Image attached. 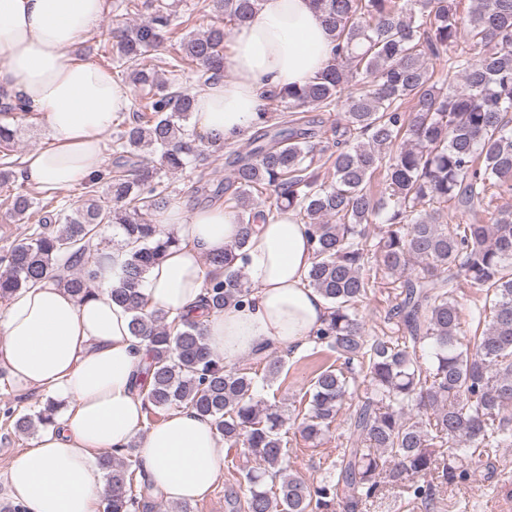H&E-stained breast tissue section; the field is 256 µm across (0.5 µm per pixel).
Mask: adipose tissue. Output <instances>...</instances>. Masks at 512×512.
<instances>
[{
    "instance_id": "ef3b65f1",
    "label": "adipose tissue",
    "mask_w": 512,
    "mask_h": 512,
    "mask_svg": "<svg viewBox=\"0 0 512 512\" xmlns=\"http://www.w3.org/2000/svg\"><path fill=\"white\" fill-rule=\"evenodd\" d=\"M106 9V0H0V86L44 115L53 142L27 158L24 178L36 189L71 188L98 173L103 136L130 105L128 88L109 71L70 54ZM331 52L312 0H261L227 56L231 78L195 94L197 132L239 141L261 121L263 92L305 85ZM155 222L174 229L180 244L147 273L148 307L193 315L205 293L204 260L236 240L238 219L218 206L189 211L175 203ZM129 251L124 244L113 249L85 299L45 277L0 311V367L20 389L64 404L8 469L9 496L25 512H101L104 473L95 453L136 437L143 478L163 500L202 498L224 469V441L195 410L181 408L144 426L145 346L131 333V312L113 302L109 288ZM245 251L250 304L204 319L210 344L228 364L269 344L300 351L328 315L325 299L307 285L315 253L292 212L256 224Z\"/></svg>"
}]
</instances>
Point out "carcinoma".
Returning a JSON list of instances; mask_svg holds the SVG:
<instances>
[{"mask_svg": "<svg viewBox=\"0 0 512 512\" xmlns=\"http://www.w3.org/2000/svg\"><path fill=\"white\" fill-rule=\"evenodd\" d=\"M331 33L333 60L307 84L264 94V122L242 154L185 122L194 111L190 91H172L158 73L198 87L221 80L228 29L249 19L258 0H212L221 23L189 34L162 59L172 40L174 13L163 0H125L147 17L112 33L113 69L139 89L134 122L112 133L115 165L85 185V202L69 210L54 200L37 205L24 194L4 198L14 214L31 213L30 234L0 255V301L53 272L77 298L91 292L103 255L94 241L118 225L138 243L111 288L112 300L132 312V334L148 342L152 383L143 393L148 414L191 408L212 420L224 442L240 447L246 512H329L343 504L357 512L398 488L407 504L429 505L444 483L464 482L487 469L493 453L512 447V212L481 223L493 199L512 187V0H313ZM444 62L459 81L446 88L428 61ZM336 150L313 142L305 112H330ZM30 106L0 94V114ZM17 129L0 120V184L22 166L8 152ZM150 156L140 154L142 148ZM227 156L231 177L195 192L224 199L237 215L240 237L207 258L203 305L217 313L244 305L253 293L244 273V247L253 225L290 210L308 225L315 262L308 286L328 303L326 320L310 332L315 346L335 354L305 390L298 425L316 442L338 420L346 424L336 462L313 487L288 470L280 406L257 397L255 377L224 365L202 326L181 316L146 311L142 288L149 269L179 244L153 216L173 200L159 172H182ZM333 171L332 180L322 170ZM385 174L386 191H374ZM271 200L258 208V198ZM461 222H444L447 207ZM384 215L383 224L371 218ZM393 278L398 302L387 321L394 336H368L359 306L378 277ZM482 302L461 316L460 280ZM367 378L364 400L345 408L355 372ZM60 404L33 412L5 409L19 433L52 422ZM455 449L436 452L445 445ZM105 472L103 512H138L148 494L133 490L134 446L98 459Z\"/></svg>", "mask_w": 512, "mask_h": 512, "instance_id": "cac0c4a2", "label": "carcinoma"}]
</instances>
